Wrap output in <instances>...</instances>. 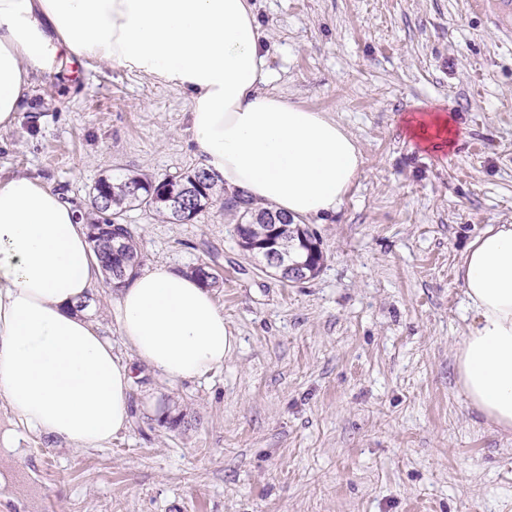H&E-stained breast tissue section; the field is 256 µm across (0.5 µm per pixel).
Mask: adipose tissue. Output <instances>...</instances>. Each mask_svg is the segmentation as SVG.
Segmentation results:
<instances>
[{"label":"adipose tissue","instance_id":"ef3b65f1","mask_svg":"<svg viewBox=\"0 0 512 512\" xmlns=\"http://www.w3.org/2000/svg\"><path fill=\"white\" fill-rule=\"evenodd\" d=\"M252 0H0V133L35 82L60 61L108 64L187 95L191 137L207 170L256 206L293 221L336 213L362 166L342 124L263 90ZM409 139L452 149L454 119L415 112ZM101 271L74 205L42 180L0 178V396L21 431L105 448L129 424L135 366L170 383L222 365L235 340L210 290L164 266L112 301L133 362L76 309ZM465 302L477 321L456 351L457 384L486 423L512 432V224L467 246Z\"/></svg>","mask_w":512,"mask_h":512}]
</instances>
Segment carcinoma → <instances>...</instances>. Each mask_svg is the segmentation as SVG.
I'll return each instance as SVG.
<instances>
[{"mask_svg":"<svg viewBox=\"0 0 512 512\" xmlns=\"http://www.w3.org/2000/svg\"><path fill=\"white\" fill-rule=\"evenodd\" d=\"M171 187L170 197L158 201L160 190ZM225 193L218 178L204 168L155 181L146 174L100 180L94 187L97 218L89 224L92 249L109 279L125 283L141 264L134 235L124 224V213L132 208H144L158 216L177 222L192 220L215 197ZM225 204L238 212L236 232L243 250L264 255L266 247L256 243L253 226L284 220L273 245L286 263L301 265L305 277L315 276L324 261L320 241L302 224H295L285 215L268 208H259L237 191L225 199Z\"/></svg>","mask_w":512,"mask_h":512,"instance_id":"carcinoma-1","label":"carcinoma"}]
</instances>
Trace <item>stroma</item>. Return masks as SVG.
Here are the masks:
<instances>
[{
    "label": "stroma",
    "instance_id": "stroma-1",
    "mask_svg": "<svg viewBox=\"0 0 512 512\" xmlns=\"http://www.w3.org/2000/svg\"><path fill=\"white\" fill-rule=\"evenodd\" d=\"M264 90L340 121L363 166L325 255L289 283L245 252L216 198L194 220L125 216L142 269L209 266L231 359L169 384L139 369L106 448L23 433L0 512H512V434L469 409L455 350L474 322L459 281L486 227L512 224V37L472 0H254ZM453 115L454 149L404 137ZM179 89L70 63L0 133V177L26 174L92 216L99 179L202 165ZM99 280L85 318L131 352ZM177 426H168L169 418Z\"/></svg>",
    "mask_w": 512,
    "mask_h": 512
}]
</instances>
